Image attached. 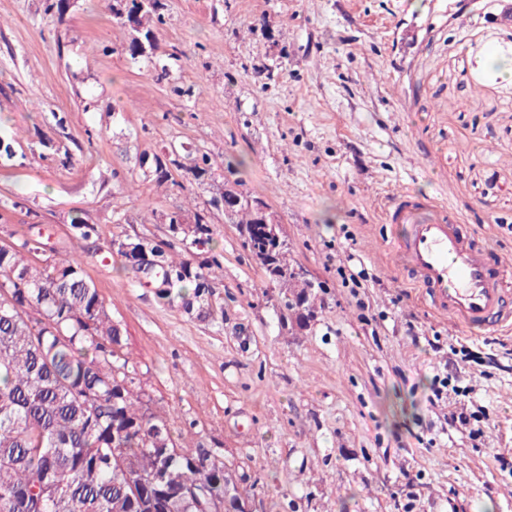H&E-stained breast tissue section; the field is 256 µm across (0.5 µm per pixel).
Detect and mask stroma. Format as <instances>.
<instances>
[{
  "label": "stroma",
  "mask_w": 512,
  "mask_h": 512,
  "mask_svg": "<svg viewBox=\"0 0 512 512\" xmlns=\"http://www.w3.org/2000/svg\"><path fill=\"white\" fill-rule=\"evenodd\" d=\"M167 4L147 61L127 51L117 0H65L60 16L0 0V140L15 150L0 158V244L43 237L81 259L146 406L177 445L223 458L254 512H512L495 461L512 455V367L452 354L484 335L403 281L382 220L397 192L433 198L512 270V82L494 72L512 57V0ZM173 150L171 177L141 164ZM201 150L214 167L199 178ZM238 182L322 283L308 318L281 320L284 288L223 212L209 242L172 232L170 214L192 225ZM142 239L222 255L203 309L110 251ZM448 373L468 397L429 404ZM480 407V436L453 422Z\"/></svg>",
  "instance_id": "35a3bbf8"
}]
</instances>
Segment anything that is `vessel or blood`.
<instances>
[{"instance_id":"1","label":"vessel or blood","mask_w":512,"mask_h":512,"mask_svg":"<svg viewBox=\"0 0 512 512\" xmlns=\"http://www.w3.org/2000/svg\"><path fill=\"white\" fill-rule=\"evenodd\" d=\"M384 221L405 226L393 250L436 314L468 330L512 327L511 274L456 212L405 191L391 197Z\"/></svg>"}]
</instances>
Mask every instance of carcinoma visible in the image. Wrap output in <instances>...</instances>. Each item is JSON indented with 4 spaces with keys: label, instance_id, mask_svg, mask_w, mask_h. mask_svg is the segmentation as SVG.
<instances>
[{
    "label": "carcinoma",
    "instance_id": "cac0c4a2",
    "mask_svg": "<svg viewBox=\"0 0 512 512\" xmlns=\"http://www.w3.org/2000/svg\"><path fill=\"white\" fill-rule=\"evenodd\" d=\"M121 11L150 38L165 23V0H119ZM232 213L249 253L263 244L253 233L259 215L247 191ZM207 208L194 215V232L209 239ZM151 272L160 297L188 289L199 303L208 294L204 270L220 266L212 255L178 262L157 251ZM267 277L296 288L288 250ZM33 315L23 319L17 309ZM82 263H41L39 247L24 241L0 245V498L23 493L16 512H197L181 495L159 500L165 487L202 486L218 500L243 497L232 472L217 457L200 469L206 448H180L169 419L143 404L137 371L124 353V336ZM97 397L89 407L85 394ZM122 467L116 466V461Z\"/></svg>",
    "mask_w": 512,
    "mask_h": 512
}]
</instances>
